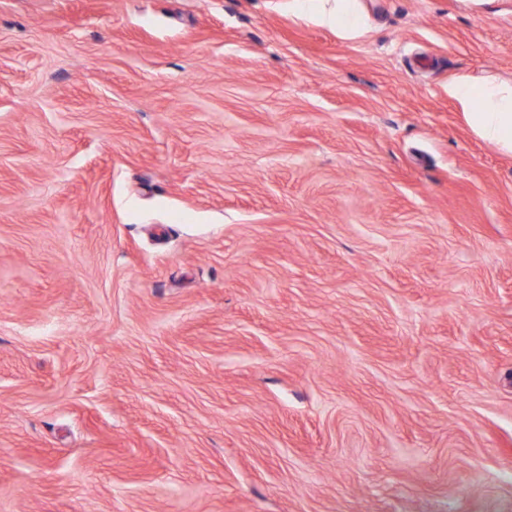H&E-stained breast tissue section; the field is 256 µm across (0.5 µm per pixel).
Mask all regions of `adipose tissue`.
<instances>
[{
  "label": "adipose tissue",
  "mask_w": 512,
  "mask_h": 512,
  "mask_svg": "<svg viewBox=\"0 0 512 512\" xmlns=\"http://www.w3.org/2000/svg\"><path fill=\"white\" fill-rule=\"evenodd\" d=\"M472 132L496 149L512 153V82L460 77L448 88Z\"/></svg>",
  "instance_id": "obj_1"
}]
</instances>
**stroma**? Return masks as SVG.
Here are the masks:
<instances>
[{
  "instance_id": "1",
  "label": "stroma",
  "mask_w": 512,
  "mask_h": 512,
  "mask_svg": "<svg viewBox=\"0 0 512 512\" xmlns=\"http://www.w3.org/2000/svg\"><path fill=\"white\" fill-rule=\"evenodd\" d=\"M0 0V512H512V0ZM356 0H336V7L322 14L323 19L336 24V30L345 37L356 36L362 28V18L355 6ZM448 93L464 112L472 132L483 142L512 153V82L459 77Z\"/></svg>"
}]
</instances>
